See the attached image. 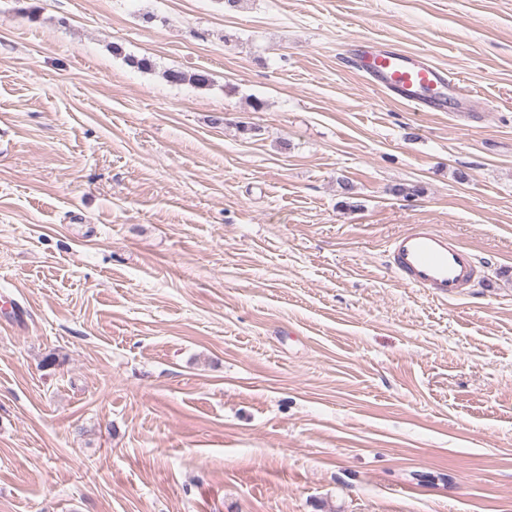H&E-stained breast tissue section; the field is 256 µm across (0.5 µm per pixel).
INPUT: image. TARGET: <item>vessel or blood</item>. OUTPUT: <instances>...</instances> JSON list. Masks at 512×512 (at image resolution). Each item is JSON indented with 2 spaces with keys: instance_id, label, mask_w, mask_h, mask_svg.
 <instances>
[{
  "instance_id": "vessel-or-blood-1",
  "label": "vessel or blood",
  "mask_w": 512,
  "mask_h": 512,
  "mask_svg": "<svg viewBox=\"0 0 512 512\" xmlns=\"http://www.w3.org/2000/svg\"><path fill=\"white\" fill-rule=\"evenodd\" d=\"M354 68L395 100L421 112H444L449 102L473 107L474 97L424 54L388 45L355 54ZM393 268L404 283L453 299L479 275L474 255L431 225L418 224L391 244Z\"/></svg>"
}]
</instances>
